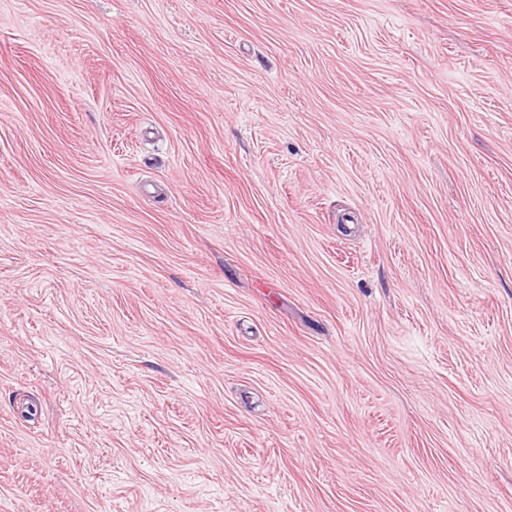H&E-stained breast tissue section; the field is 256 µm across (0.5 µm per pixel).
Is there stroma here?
Segmentation results:
<instances>
[{
    "mask_svg": "<svg viewBox=\"0 0 512 512\" xmlns=\"http://www.w3.org/2000/svg\"><path fill=\"white\" fill-rule=\"evenodd\" d=\"M0 512H512V0H0Z\"/></svg>",
    "mask_w": 512,
    "mask_h": 512,
    "instance_id": "35a3bbf8",
    "label": "stroma"
}]
</instances>
